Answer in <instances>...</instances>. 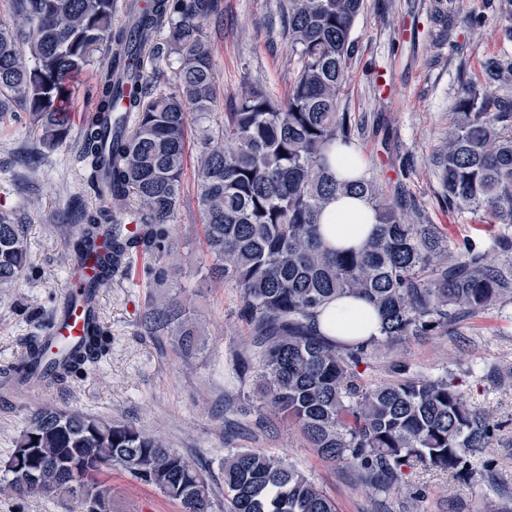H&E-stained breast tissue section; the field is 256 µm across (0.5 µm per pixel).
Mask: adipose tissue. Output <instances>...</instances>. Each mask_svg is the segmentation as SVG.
I'll list each match as a JSON object with an SVG mask.
<instances>
[{
  "label": "adipose tissue",
  "mask_w": 512,
  "mask_h": 512,
  "mask_svg": "<svg viewBox=\"0 0 512 512\" xmlns=\"http://www.w3.org/2000/svg\"><path fill=\"white\" fill-rule=\"evenodd\" d=\"M320 232L328 247H354L371 235L378 222L372 204L364 197L339 194L320 215ZM380 318L375 308L355 297L331 300L317 316V329L343 343L361 342L378 335Z\"/></svg>",
  "instance_id": "ef3b65f1"
}]
</instances>
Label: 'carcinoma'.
Listing matches in <instances>:
<instances>
[{
	"instance_id": "carcinoma-1",
	"label": "carcinoma",
	"mask_w": 512,
	"mask_h": 512,
	"mask_svg": "<svg viewBox=\"0 0 512 512\" xmlns=\"http://www.w3.org/2000/svg\"><path fill=\"white\" fill-rule=\"evenodd\" d=\"M217 0H12L17 22L0 20V113L17 103L50 149L73 122L75 75L106 48L97 69L95 105L81 115L84 179L97 200L82 212L72 256L94 260L101 280L137 248L174 250L168 227L183 193L188 114L215 105L214 53L199 20ZM363 0H283L282 31L298 59L286 99L248 85L224 113V130L200 137L197 195L207 273L239 289L258 366L259 408L298 426L324 461L357 467L365 485L389 490L416 466L478 484L497 424L471 408L454 379L408 376L367 387L364 356L406 336L451 333L465 318L512 303V57L491 59L487 83L464 81L434 155L448 206L482 211L496 229L476 242L451 241L437 224L407 212L399 193L383 195L362 176L336 180L330 155L352 147L355 123L341 95L355 53L352 32ZM181 55L174 84L157 90L144 54L163 28ZM135 85L139 94L129 95ZM366 197L375 232L357 248L328 249L318 215L338 193ZM139 224L122 234L121 216ZM28 268L23 225L0 215V289ZM351 295L381 318L379 336L343 344L317 332L329 300ZM150 329L188 352L197 345L191 310L164 293L151 302ZM112 352L99 314L70 345L40 338L31 356L9 366L18 380L62 383L83 376ZM39 449L40 487L22 483L17 449ZM88 470L71 491L64 459ZM118 470L159 490L178 512H209L212 487L203 470L160 438L133 426L45 406L28 419L16 449L0 464L10 492L66 494L84 512H112L107 474ZM225 512H338L336 501L285 460L253 449L224 457Z\"/></svg>"
}]
</instances>
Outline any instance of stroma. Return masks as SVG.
<instances>
[{
  "label": "stroma",
  "mask_w": 512,
  "mask_h": 512,
  "mask_svg": "<svg viewBox=\"0 0 512 512\" xmlns=\"http://www.w3.org/2000/svg\"><path fill=\"white\" fill-rule=\"evenodd\" d=\"M482 15L470 29L464 14ZM280 0H218L202 20L215 59L218 105L189 115L190 129L224 124L229 103L245 83L285 99L297 67L281 33ZM512 0H365L353 31L355 54L342 105L359 131L365 175L383 192L404 190L427 222L448 237L484 236L481 215L449 209L440 195L433 154L448 129L461 82H484L482 62L512 55ZM386 75L384 87L373 81ZM81 130L67 141L40 147L26 112L0 114V212L26 226L29 268L16 288L0 292V369L24 355L48 327L62 301L72 266L69 238L79 210L93 201L79 158ZM196 161L188 159L183 197L172 221L173 254L150 257L167 268L171 293L180 294L199 320L202 338L183 354L168 336L150 333L145 319L155 290L149 279L118 269L100 293L99 313L112 330V354L99 369L61 384L32 380L0 390V459L15 445L32 412L45 405L128 424L160 436L200 464L211 484L210 512H224V457L259 449L294 464L320 485L339 512H512V304L458 323L452 334L409 337L368 356L364 384L408 374L457 377L468 403L499 429L481 458L488 468L479 484L424 467L406 470L383 493L368 489L357 468L333 465L307 448L287 421L259 410L252 376L239 360L253 357L248 326L238 316L239 292L205 279ZM497 369L488 376L486 367ZM112 512H177L155 488L113 472ZM0 512H81L66 496L18 497L0 491Z\"/></svg>",
  "instance_id": "1"
}]
</instances>
